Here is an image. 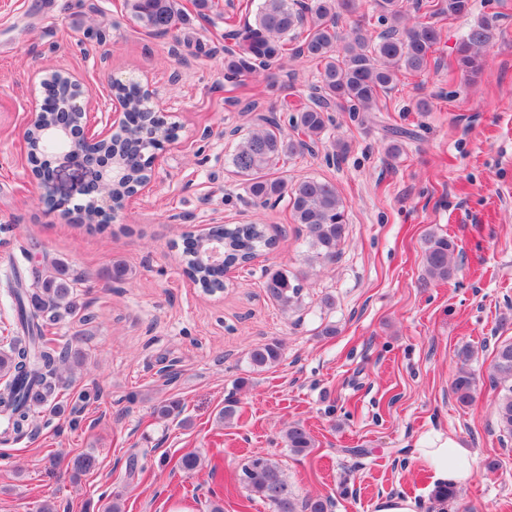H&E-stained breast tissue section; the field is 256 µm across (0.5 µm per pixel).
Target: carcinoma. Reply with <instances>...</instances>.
<instances>
[{
    "label": "carcinoma",
    "instance_id": "carcinoma-1",
    "mask_svg": "<svg viewBox=\"0 0 512 512\" xmlns=\"http://www.w3.org/2000/svg\"><path fill=\"white\" fill-rule=\"evenodd\" d=\"M128 18L148 35H167L184 24L178 0H123ZM426 12L413 23H404L407 0H370L372 15L384 26L373 34L359 23L346 30L340 27V11L356 9L352 0H258L246 3L254 9L253 22L239 25L234 17H224V37L234 41L224 55V79L234 81L244 73L268 70L290 57H304L315 64L316 84L310 103L285 106L284 119L260 117L261 124L241 137L229 155V163L241 178L253 205L265 207L271 201L286 200L295 224L305 228L310 260L331 263L338 256L347 233L346 204L330 182L307 177L292 184L278 176L279 165L311 150L333 124L331 112L352 116L373 112L380 95L394 89L402 75L422 76L431 68V53L440 38L439 21L468 13L469 0H426ZM499 31V15H482L462 37L458 64L473 73L480 69L479 52L494 44ZM43 119L63 110L74 93L63 73L51 70L43 75ZM113 93L128 105L125 124L112 139L95 145L110 151L124 165L125 178L112 185V209L120 210L135 187L148 176L150 160L136 146L139 137L140 102L146 90L139 84L112 85ZM290 128L286 133L284 128ZM223 243V261L209 265L204 260L206 241ZM276 243L263 224H219L209 234L184 236L182 261L185 273L207 292L224 290V272L254 260ZM454 244L444 236L424 240V259L429 277L445 281L454 273L450 264ZM266 295L284 310L301 304L303 284L285 268H268L264 273ZM76 279L63 263L55 262L32 272L31 283L14 275L10 288L23 336L12 338L9 349L0 351V417L16 437L35 436L39 427L34 418L39 409L57 398L67 377L62 368H81L87 355L70 341L49 336L52 326L78 313L72 300ZM471 357L466 347L458 352L461 366L451 382L456 401L469 405L477 392V376L467 368ZM281 358V345L274 341L254 346L248 361L263 370ZM490 379L500 388L496 406V426L503 438L512 439V341L493 350ZM288 448L302 454L314 447L308 429L301 423L288 426ZM96 458L91 453L70 459L72 477L92 470ZM247 490L272 506L274 512H327L330 499L316 498L299 503L296 491L280 467L262 454L251 456L242 471Z\"/></svg>",
    "mask_w": 512,
    "mask_h": 512
}]
</instances>
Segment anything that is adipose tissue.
Wrapping results in <instances>:
<instances>
[{
    "instance_id": "obj_1",
    "label": "adipose tissue",
    "mask_w": 512,
    "mask_h": 512,
    "mask_svg": "<svg viewBox=\"0 0 512 512\" xmlns=\"http://www.w3.org/2000/svg\"><path fill=\"white\" fill-rule=\"evenodd\" d=\"M416 459L424 465L434 487L461 486L476 473L478 461L473 452L455 438L432 431L419 438L414 449Z\"/></svg>"
}]
</instances>
